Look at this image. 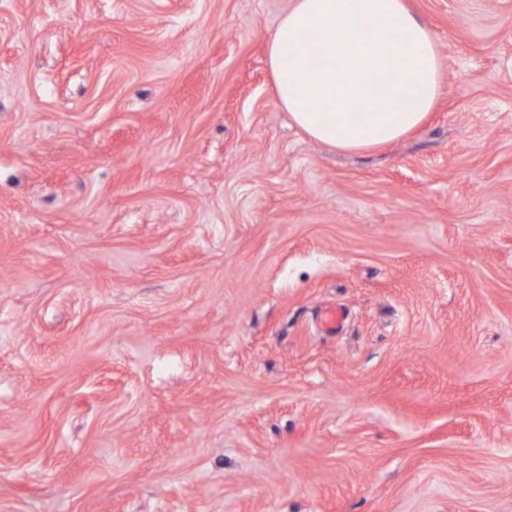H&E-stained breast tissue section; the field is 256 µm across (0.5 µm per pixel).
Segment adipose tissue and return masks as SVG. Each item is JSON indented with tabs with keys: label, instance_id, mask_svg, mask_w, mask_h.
<instances>
[{
	"label": "adipose tissue",
	"instance_id": "ef3b65f1",
	"mask_svg": "<svg viewBox=\"0 0 512 512\" xmlns=\"http://www.w3.org/2000/svg\"><path fill=\"white\" fill-rule=\"evenodd\" d=\"M267 65L292 122L349 152L418 128L444 72L431 28L406 0H291L267 42ZM350 111L355 121H346Z\"/></svg>",
	"mask_w": 512,
	"mask_h": 512
}]
</instances>
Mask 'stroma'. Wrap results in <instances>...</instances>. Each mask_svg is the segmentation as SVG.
I'll list each match as a JSON object with an SVG mask.
<instances>
[{
	"mask_svg": "<svg viewBox=\"0 0 512 512\" xmlns=\"http://www.w3.org/2000/svg\"><path fill=\"white\" fill-rule=\"evenodd\" d=\"M289 2L0 0V512H512V0L358 153Z\"/></svg>",
	"mask_w": 512,
	"mask_h": 512,
	"instance_id": "stroma-1",
	"label": "stroma"
}]
</instances>
